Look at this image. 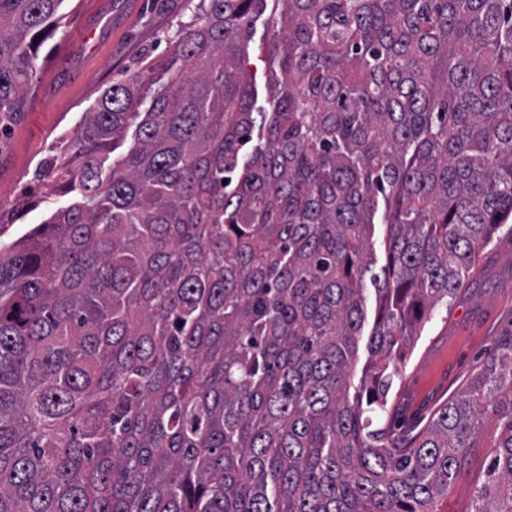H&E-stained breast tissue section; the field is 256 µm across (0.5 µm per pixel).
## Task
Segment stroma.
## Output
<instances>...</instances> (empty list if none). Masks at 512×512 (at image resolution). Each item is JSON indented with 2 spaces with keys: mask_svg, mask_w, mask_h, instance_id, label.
Returning <instances> with one entry per match:
<instances>
[{
  "mask_svg": "<svg viewBox=\"0 0 512 512\" xmlns=\"http://www.w3.org/2000/svg\"><path fill=\"white\" fill-rule=\"evenodd\" d=\"M198 0H67L54 36L41 47L39 78L20 116L0 126V249L67 205L41 174L69 148L84 112L112 82L136 70L142 58H167L179 22ZM266 17L251 29L244 67L255 89L253 109H273L275 74ZM512 332V228L502 227L478 265L448 303L439 305L412 355L395 377L391 402L407 417L428 419L457 395L489 357L495 337ZM493 451L490 434L467 451L464 473L439 497L436 512H466Z\"/></svg>",
  "mask_w": 512,
  "mask_h": 512,
  "instance_id": "obj_1",
  "label": "stroma"
}]
</instances>
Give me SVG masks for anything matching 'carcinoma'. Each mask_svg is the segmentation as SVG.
Instances as JSON below:
<instances>
[{"mask_svg":"<svg viewBox=\"0 0 512 512\" xmlns=\"http://www.w3.org/2000/svg\"><path fill=\"white\" fill-rule=\"evenodd\" d=\"M64 2L0 0V125ZM267 2L198 0L85 113L71 202L0 251V512H434L490 417L468 512H512V332L425 424L387 408L512 216V0H273L254 112ZM269 10L256 18L252 24L250 40L243 66L252 75V84L255 89L254 112H271L273 110L270 85L275 74L274 67L269 56L272 31L268 27L267 19Z\"/></svg>","mask_w":512,"mask_h":512,"instance_id":"obj_1","label":"carcinoma"}]
</instances>
